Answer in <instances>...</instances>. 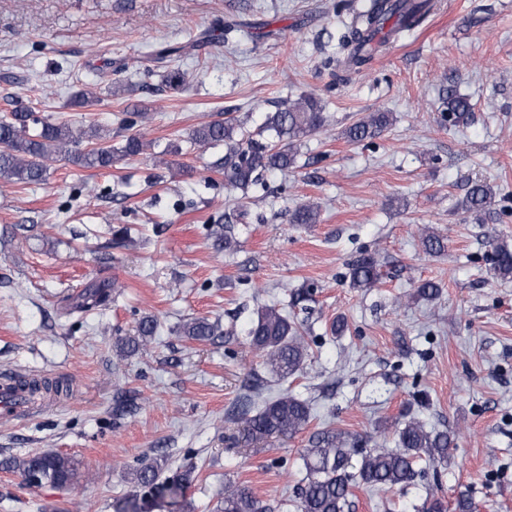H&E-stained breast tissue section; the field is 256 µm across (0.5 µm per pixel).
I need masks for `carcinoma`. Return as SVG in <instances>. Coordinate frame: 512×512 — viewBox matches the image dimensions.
<instances>
[{
  "label": "carcinoma",
  "instance_id": "cac0c4a2",
  "mask_svg": "<svg viewBox=\"0 0 512 512\" xmlns=\"http://www.w3.org/2000/svg\"><path fill=\"white\" fill-rule=\"evenodd\" d=\"M434 8L432 0H370L366 10L356 13L346 39L348 53L336 60L343 70L360 68L402 32L419 26ZM392 26H387L389 21ZM200 43L165 45L159 59L170 61L197 51ZM100 102L97 92L85 87L76 92L72 104L92 108ZM473 112L470 99L450 93L441 110L442 121L456 126L468 121ZM393 123L390 112H370L345 130V137L361 143L379 137ZM325 124L323 107L313 93L284 102L276 111L266 115L263 131L274 135V141L262 143L239 133V126L228 120L224 123L203 124L192 134V141L200 146L224 143V157L215 163L224 174V185L232 190L247 191L257 183L263 172L285 170L295 163L302 138ZM145 130L126 137L119 148L109 144L110 135L95 123L73 128L67 122L41 118L32 112H12L0 117V180L15 183H35L47 175L49 163L64 160L83 169L110 168L116 158L134 157L142 153L147 142ZM496 193L484 184H474L463 202L465 210L479 216L491 213ZM318 210L311 204L296 208L291 216L293 224H315ZM423 251L429 255L445 249L443 239L428 229L421 233ZM493 269L503 278L512 277V250L505 245L494 248ZM353 288L370 289L378 284L377 264L370 255L356 259L350 268ZM118 284L110 277L95 279L74 297L64 300L62 309L70 316L102 310L112 303V293ZM156 330L155 321L143 317L138 335L126 339L122 346L130 351L144 350ZM180 332L198 342H212L222 335L217 322L206 317H190ZM250 345L262 359L271 374L279 379L291 377L303 369L308 357V345L295 321L274 306L257 311L248 329ZM17 387L30 395L41 391L61 394L68 391L63 380L42 382L21 378ZM309 404L290 393L266 400L256 411L242 410L238 419L244 423L248 435L266 438L279 434H296L310 423ZM396 447L387 440L371 448H360L356 440L336 431L323 428L309 440L302 451L305 476L299 487L300 512H349L353 490L360 487H378L401 490L423 478L422 465L438 467L448 462L452 437L446 430L429 428L411 418L395 430ZM0 466L25 476L37 473L42 483L65 486L76 477L71 458L52 450L10 458ZM192 481V471L166 486L173 503L183 497ZM216 512H269L267 505L246 487L236 483L224 485L216 505Z\"/></svg>",
  "mask_w": 512,
  "mask_h": 512
}]
</instances>
